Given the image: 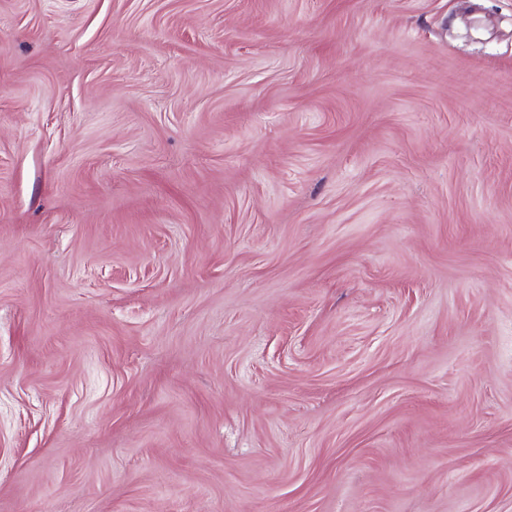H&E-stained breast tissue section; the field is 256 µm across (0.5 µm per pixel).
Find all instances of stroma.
Returning a JSON list of instances; mask_svg holds the SVG:
<instances>
[{
  "mask_svg": "<svg viewBox=\"0 0 512 512\" xmlns=\"http://www.w3.org/2000/svg\"><path fill=\"white\" fill-rule=\"evenodd\" d=\"M0 512H512V0H0Z\"/></svg>",
  "mask_w": 512,
  "mask_h": 512,
  "instance_id": "35a3bbf8",
  "label": "stroma"
}]
</instances>
